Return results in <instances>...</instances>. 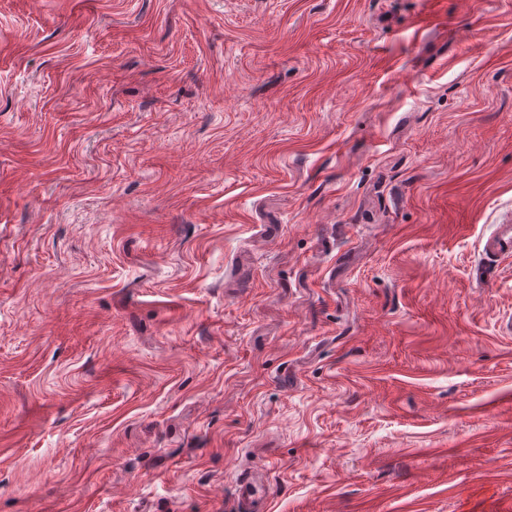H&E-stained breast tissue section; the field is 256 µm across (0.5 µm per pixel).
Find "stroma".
<instances>
[{
    "instance_id": "stroma-1",
    "label": "stroma",
    "mask_w": 512,
    "mask_h": 512,
    "mask_svg": "<svg viewBox=\"0 0 512 512\" xmlns=\"http://www.w3.org/2000/svg\"><path fill=\"white\" fill-rule=\"evenodd\" d=\"M0 0V512H512V0ZM488 260L499 261L512 258V224H498L497 231L483 246Z\"/></svg>"
}]
</instances>
